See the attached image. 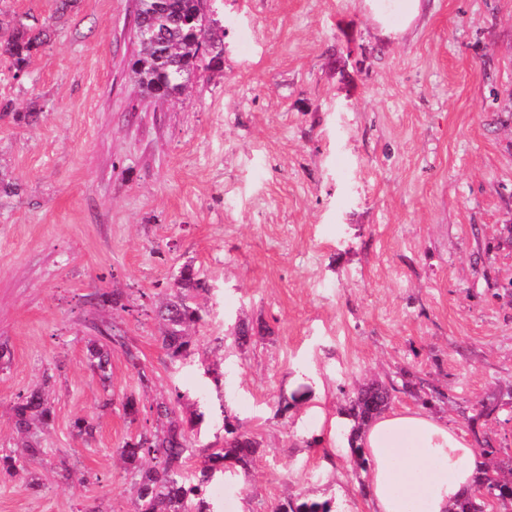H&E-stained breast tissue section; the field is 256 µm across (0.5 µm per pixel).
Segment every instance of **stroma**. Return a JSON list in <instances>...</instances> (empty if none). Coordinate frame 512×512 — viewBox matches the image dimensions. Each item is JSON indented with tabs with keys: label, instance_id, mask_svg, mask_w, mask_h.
I'll use <instances>...</instances> for the list:
<instances>
[{
	"label": "stroma",
	"instance_id": "1",
	"mask_svg": "<svg viewBox=\"0 0 512 512\" xmlns=\"http://www.w3.org/2000/svg\"><path fill=\"white\" fill-rule=\"evenodd\" d=\"M224 58L159 102L131 66L137 0H77L26 74L0 61V448L11 408L44 386L54 423L42 487L0 475V512H133L123 414L179 391L189 466L224 416L261 443L250 473L216 475V512L297 498L370 512L347 450L343 393L409 370L464 409L498 397L486 431L512 455V0H425L399 38L363 0H211ZM192 265L197 350L170 362L154 309ZM117 291L124 308L93 305ZM120 346L89 366L96 324ZM259 326L224 347L235 326ZM289 409L278 414L279 402ZM94 426L76 437L74 417ZM93 328L99 336H95L94 339H90L88 342V359L90 366L94 371L99 372L102 380L106 381L109 379L108 371L111 366L112 358V348L108 344L101 342V339H106L112 343H117L120 345L127 357L128 362L136 371L139 381L142 384H147L151 381V377L148 375L145 365L142 364L138 352L125 341H121L122 336H117L112 333L113 329L108 325H106L104 328H101L98 325H94Z\"/></svg>",
	"mask_w": 512,
	"mask_h": 512
}]
</instances>
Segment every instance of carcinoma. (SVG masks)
I'll list each match as a JSON object with an SVG mask.
<instances>
[{
    "instance_id": "cac0c4a2",
    "label": "carcinoma",
    "mask_w": 512,
    "mask_h": 512,
    "mask_svg": "<svg viewBox=\"0 0 512 512\" xmlns=\"http://www.w3.org/2000/svg\"><path fill=\"white\" fill-rule=\"evenodd\" d=\"M76 0H60L56 16L39 20H0V48L4 59L13 70V77L22 75L31 58L42 51L51 40L55 25L74 6ZM199 0H139L137 26L147 32L146 40L139 41L140 53L132 64V72L147 93L157 99L170 98L185 86L189 76L207 59L217 62L224 54V42L217 31L218 19L203 29L197 20ZM170 298L158 308V319L163 327L162 348L173 361L185 360L194 354L196 340L192 330L201 321L200 308L192 299L209 292L206 281L197 276L194 268H181L170 283ZM98 336L89 340L88 359L101 379H109L112 348L108 340L123 349L139 381H151L138 352L116 338L112 327L94 326ZM402 384H388L372 380L353 390L342 409L350 425L347 437L354 473L362 494H367L370 461L362 446L364 429L391 406L394 393L399 390L416 395L425 407L434 406L442 392L428 380L407 371L401 374ZM182 395L165 397L149 407L153 418L121 448V460L132 476L131 492L134 512H213L205 497L206 488L218 471L229 464L244 473L254 463L260 443L235 417L224 415V445L204 449L193 472L187 471L186 436L204 419V414L182 416ZM499 400L487 398L471 407L467 420L479 445L480 457L472 484L451 504L448 512H484L486 499L492 495L500 512H512V457H500L490 437L476 431L480 423L486 425L497 419ZM16 431L24 436L17 452H0V471L20 475L25 487L37 491L40 478L36 467L45 456V449L34 439L35 431L54 422V406L46 392L38 387L21 397L12 407ZM270 512H335L331 502L288 500L271 505Z\"/></svg>"
}]
</instances>
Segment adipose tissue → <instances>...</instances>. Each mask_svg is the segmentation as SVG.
I'll list each match as a JSON object with an SVG mask.
<instances>
[{
    "label": "adipose tissue",
    "mask_w": 512,
    "mask_h": 512,
    "mask_svg": "<svg viewBox=\"0 0 512 512\" xmlns=\"http://www.w3.org/2000/svg\"><path fill=\"white\" fill-rule=\"evenodd\" d=\"M381 36L395 38L417 19L422 0H364ZM372 512H448L473 481L478 457L466 435L419 410L394 411L368 429Z\"/></svg>",
    "instance_id": "adipose-tissue-1"
}]
</instances>
